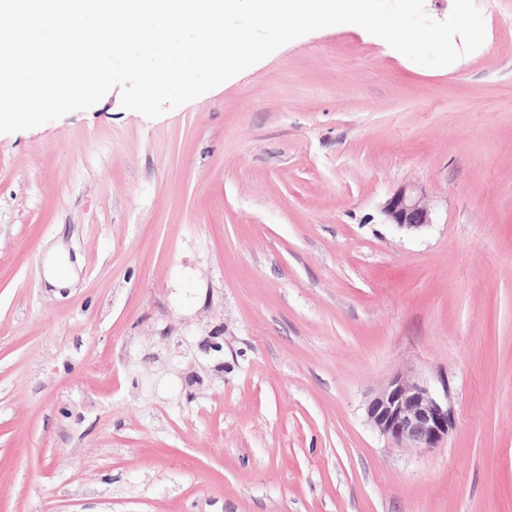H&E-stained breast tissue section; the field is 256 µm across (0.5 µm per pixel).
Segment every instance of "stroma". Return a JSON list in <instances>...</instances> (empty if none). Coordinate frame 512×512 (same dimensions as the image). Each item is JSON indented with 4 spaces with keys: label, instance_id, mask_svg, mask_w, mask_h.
I'll use <instances>...</instances> for the list:
<instances>
[{
    "label": "stroma",
    "instance_id": "35a3bbf8",
    "mask_svg": "<svg viewBox=\"0 0 512 512\" xmlns=\"http://www.w3.org/2000/svg\"><path fill=\"white\" fill-rule=\"evenodd\" d=\"M475 4L446 67L343 24L0 134V512H512V0ZM400 374L448 380L440 448L368 424ZM385 224L409 232L420 231L433 223L432 212L426 198L416 190L401 187L380 208Z\"/></svg>",
    "mask_w": 512,
    "mask_h": 512
}]
</instances>
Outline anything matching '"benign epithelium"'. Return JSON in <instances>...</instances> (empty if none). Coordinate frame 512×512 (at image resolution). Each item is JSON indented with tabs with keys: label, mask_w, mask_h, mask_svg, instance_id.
<instances>
[{
	"label": "benign epithelium",
	"mask_w": 512,
	"mask_h": 512,
	"mask_svg": "<svg viewBox=\"0 0 512 512\" xmlns=\"http://www.w3.org/2000/svg\"><path fill=\"white\" fill-rule=\"evenodd\" d=\"M383 223L399 230L420 231L433 223L426 198L416 190L402 187L380 208ZM449 382L441 380L436 390L419 381L397 376L367 403V421L395 445L429 451L448 438L454 426Z\"/></svg>",
	"instance_id": "1"
}]
</instances>
